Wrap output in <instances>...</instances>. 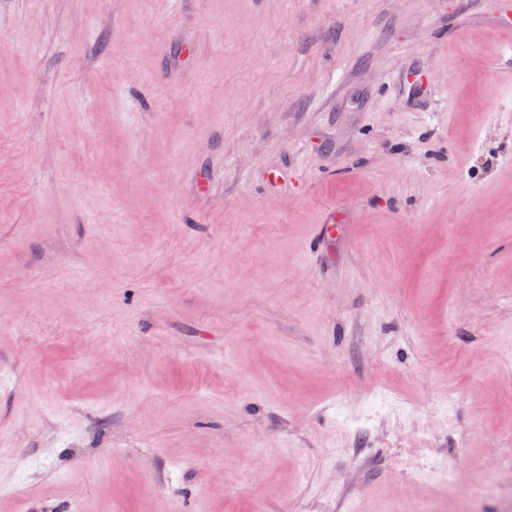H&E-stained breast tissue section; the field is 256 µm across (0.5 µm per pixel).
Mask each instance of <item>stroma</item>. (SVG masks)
Instances as JSON below:
<instances>
[{
  "label": "stroma",
  "instance_id": "35a3bbf8",
  "mask_svg": "<svg viewBox=\"0 0 512 512\" xmlns=\"http://www.w3.org/2000/svg\"><path fill=\"white\" fill-rule=\"evenodd\" d=\"M509 462L512 0H0V512H512Z\"/></svg>",
  "mask_w": 512,
  "mask_h": 512
}]
</instances>
